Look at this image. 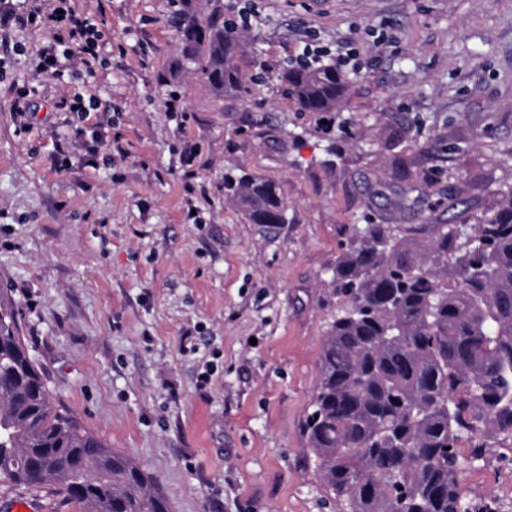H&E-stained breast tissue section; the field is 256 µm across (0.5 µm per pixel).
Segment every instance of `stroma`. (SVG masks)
<instances>
[{
    "mask_svg": "<svg viewBox=\"0 0 512 512\" xmlns=\"http://www.w3.org/2000/svg\"><path fill=\"white\" fill-rule=\"evenodd\" d=\"M192 6L248 15L251 95L176 69L171 0H78L100 35L91 78L37 71L52 30L0 31V288L60 409L137 461L172 512H342L305 431L336 304L327 270L347 225L438 224L453 200L480 215L512 183V0ZM307 46L350 79L336 111L283 92ZM76 96L96 102L86 117L62 107ZM398 115L422 134L391 150ZM440 143L466 150L457 179L395 209L410 187L396 155L424 168ZM228 168L274 181L287 223H250L224 195ZM462 488L477 512H512V454L487 450ZM17 500L80 512L0 479V512Z\"/></svg>",
    "mask_w": 512,
    "mask_h": 512,
    "instance_id": "35a3bbf8",
    "label": "stroma"
}]
</instances>
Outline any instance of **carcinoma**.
Returning a JSON list of instances; mask_svg holds the SVG:
<instances>
[{"instance_id": "carcinoma-1", "label": "carcinoma", "mask_w": 512, "mask_h": 512, "mask_svg": "<svg viewBox=\"0 0 512 512\" xmlns=\"http://www.w3.org/2000/svg\"><path fill=\"white\" fill-rule=\"evenodd\" d=\"M181 59L209 85L249 93L237 26L172 0ZM287 94L306 112L343 101L330 62H289ZM224 194L253 224H284L288 207L260 176L224 173ZM481 216L448 224L346 228L332 268L336 310L305 430L345 512H470L465 460L512 450V184ZM0 475L50 489L82 512H171L136 461L61 412L0 291Z\"/></svg>"}]
</instances>
